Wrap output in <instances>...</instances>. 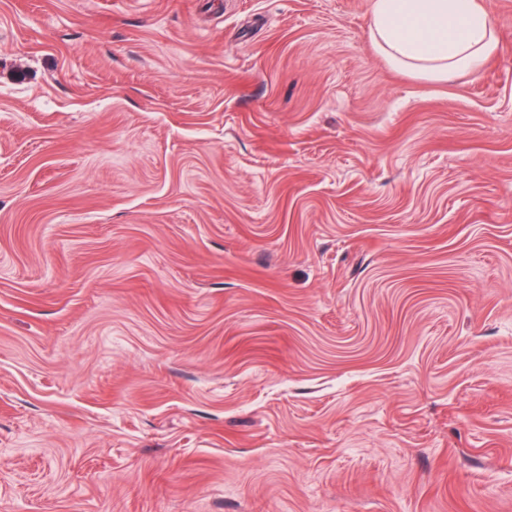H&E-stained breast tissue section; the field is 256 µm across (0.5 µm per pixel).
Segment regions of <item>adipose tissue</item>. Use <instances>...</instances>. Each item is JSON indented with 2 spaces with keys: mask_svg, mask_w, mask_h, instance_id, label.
<instances>
[{
  "mask_svg": "<svg viewBox=\"0 0 512 512\" xmlns=\"http://www.w3.org/2000/svg\"><path fill=\"white\" fill-rule=\"evenodd\" d=\"M370 36L391 64L433 82L480 74L499 49L478 0H373Z\"/></svg>",
  "mask_w": 512,
  "mask_h": 512,
  "instance_id": "ef3b65f1",
  "label": "adipose tissue"
}]
</instances>
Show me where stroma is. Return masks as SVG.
<instances>
[{
	"mask_svg": "<svg viewBox=\"0 0 512 512\" xmlns=\"http://www.w3.org/2000/svg\"><path fill=\"white\" fill-rule=\"evenodd\" d=\"M426 82L372 0H0V512H512V0Z\"/></svg>",
	"mask_w": 512,
	"mask_h": 512,
	"instance_id": "stroma-1",
	"label": "stroma"
}]
</instances>
